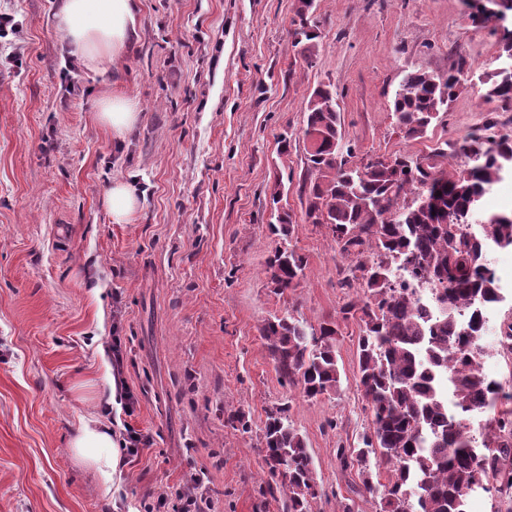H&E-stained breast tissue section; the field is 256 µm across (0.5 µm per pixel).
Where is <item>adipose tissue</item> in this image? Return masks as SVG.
<instances>
[{
	"instance_id": "obj_1",
	"label": "adipose tissue",
	"mask_w": 512,
	"mask_h": 512,
	"mask_svg": "<svg viewBox=\"0 0 512 512\" xmlns=\"http://www.w3.org/2000/svg\"><path fill=\"white\" fill-rule=\"evenodd\" d=\"M136 14V0H64L56 28L81 60L118 61L136 34ZM139 117L137 103L123 93L100 103L98 119L115 140H122ZM114 445L112 428L100 415L83 419L70 442L76 459L107 486L113 484L120 463Z\"/></svg>"
}]
</instances>
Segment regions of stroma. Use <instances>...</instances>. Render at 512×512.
Instances as JSON below:
<instances>
[{
  "label": "stroma",
  "mask_w": 512,
  "mask_h": 512,
  "mask_svg": "<svg viewBox=\"0 0 512 512\" xmlns=\"http://www.w3.org/2000/svg\"><path fill=\"white\" fill-rule=\"evenodd\" d=\"M63 3L0 0L22 25L14 56L0 53V512H144L161 494L178 512L175 489L196 483L205 512H286V494L267 490L262 443L267 411L284 404L313 457L312 512H337L362 478L336 452L371 426L356 387L359 328H343L342 392L315 400L281 385L261 336L287 312L319 326L356 295L338 285L348 262L328 228L304 221L305 101L333 86L360 160L429 153L487 115L495 134L512 135V106L470 89L417 139L389 112L405 72L445 74L461 56L474 72L496 69L497 36L474 30L461 0H316L321 35L308 58L292 36L297 0H138L124 60L81 61L70 78L55 29ZM116 89L141 112L119 143L97 117ZM128 179L142 207L116 224L102 196ZM278 184L297 221L289 246L308 260L281 294L265 274ZM494 256L503 300L488 313L481 367L512 391L499 345L512 321V250ZM114 369L108 421L117 438L131 426L152 443L123 456L107 492L70 441L98 410L78 384L105 388Z\"/></svg>",
  "instance_id": "stroma-1"
}]
</instances>
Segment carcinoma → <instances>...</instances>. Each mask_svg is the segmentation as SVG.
<instances>
[{"instance_id": "carcinoma-1", "label": "carcinoma", "mask_w": 512, "mask_h": 512, "mask_svg": "<svg viewBox=\"0 0 512 512\" xmlns=\"http://www.w3.org/2000/svg\"><path fill=\"white\" fill-rule=\"evenodd\" d=\"M472 25L492 27L500 56L512 59V0H464ZM315 0H299L295 42L312 54L320 34L311 23ZM477 87L484 102L512 105V71L475 75L464 58L446 75L411 71L395 94L391 116L404 136L421 137L465 89ZM308 203L306 219L329 229L336 251L348 260L341 285L362 280V294L341 309V319L307 329L291 313L276 316L262 336L282 384L313 400L341 390L337 345L341 323L359 327L358 388L368 404L371 428L356 448H339L344 470L357 469L377 512H468L472 486L492 475L495 491L512 498V394L480 368V344L487 309L501 300V288L487 255L512 248V213L491 216L472 230L471 215L484 195L512 176V138L469 134L431 153H399L353 160L344 140L336 93L314 89L305 105ZM479 157V165L447 170L448 153ZM435 198L434 207L423 204ZM283 192L272 193L273 235L294 231ZM307 259L284 246L269 259L274 292L296 288ZM409 268L441 285L437 319L422 311L414 292L394 285V270ZM490 417L477 442L470 419ZM265 455L285 460L282 476L268 467V491H288V512H311L318 497L312 457L304 436L290 423L287 408L266 413ZM377 455L385 477L367 470Z\"/></svg>"}]
</instances>
